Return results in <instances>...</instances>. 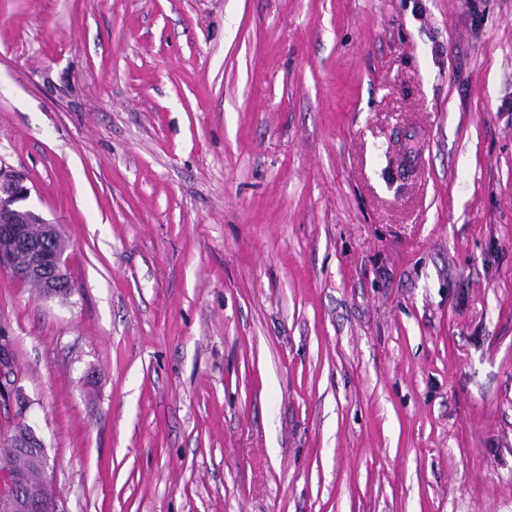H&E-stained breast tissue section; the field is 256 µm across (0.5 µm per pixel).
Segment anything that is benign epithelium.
<instances>
[{"label": "benign epithelium", "instance_id": "7a95c632", "mask_svg": "<svg viewBox=\"0 0 512 512\" xmlns=\"http://www.w3.org/2000/svg\"><path fill=\"white\" fill-rule=\"evenodd\" d=\"M27 177L0 164V267L25 282L37 280L47 297L69 294L73 285L63 256L67 245L56 227L33 209L22 205L29 199ZM12 369L9 343L0 340V400L10 398L3 382ZM14 478L0 472V512H55L53 502L33 492L23 496L13 489Z\"/></svg>", "mask_w": 512, "mask_h": 512}]
</instances>
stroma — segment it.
Returning a JSON list of instances; mask_svg holds the SVG:
<instances>
[{
	"label": "stroma",
	"mask_w": 512,
	"mask_h": 512,
	"mask_svg": "<svg viewBox=\"0 0 512 512\" xmlns=\"http://www.w3.org/2000/svg\"><path fill=\"white\" fill-rule=\"evenodd\" d=\"M0 163L56 512H512V0H0ZM26 181L23 173L0 163V267L27 283L38 280L47 297L70 295L73 285L63 259L67 245L54 225L20 205L31 195ZM28 228L39 229L40 241L28 236Z\"/></svg>",
	"instance_id": "1"
}]
</instances>
